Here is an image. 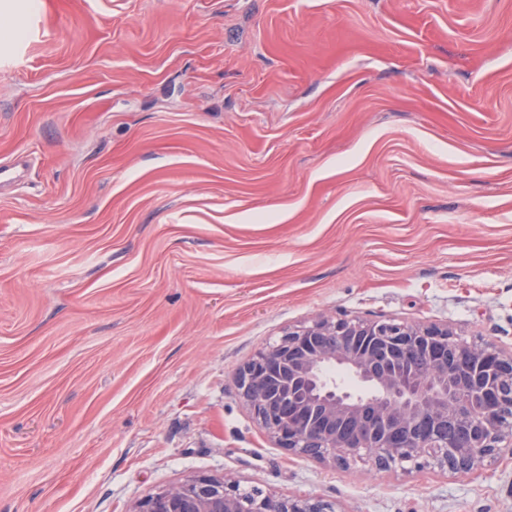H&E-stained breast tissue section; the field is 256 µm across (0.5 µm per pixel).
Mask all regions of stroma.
<instances>
[{
    "label": "stroma",
    "instance_id": "stroma-1",
    "mask_svg": "<svg viewBox=\"0 0 512 512\" xmlns=\"http://www.w3.org/2000/svg\"><path fill=\"white\" fill-rule=\"evenodd\" d=\"M4 157L0 512H512V457L335 467L236 389L321 314L512 343V0H0ZM133 512H335L319 498L279 499L267 494L248 497L228 476L200 475L152 493Z\"/></svg>",
    "mask_w": 512,
    "mask_h": 512
}]
</instances>
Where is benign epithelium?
<instances>
[{
	"instance_id": "7a95c632",
	"label": "benign epithelium",
	"mask_w": 512,
	"mask_h": 512,
	"mask_svg": "<svg viewBox=\"0 0 512 512\" xmlns=\"http://www.w3.org/2000/svg\"><path fill=\"white\" fill-rule=\"evenodd\" d=\"M438 341L453 342L455 364ZM412 352L421 365L407 377ZM237 390L278 447L333 465L363 455L385 467L467 473L512 456V346L457 340L446 322L318 316L246 362ZM133 512L335 510L319 498L250 497L228 476L200 475L146 496Z\"/></svg>"
}]
</instances>
